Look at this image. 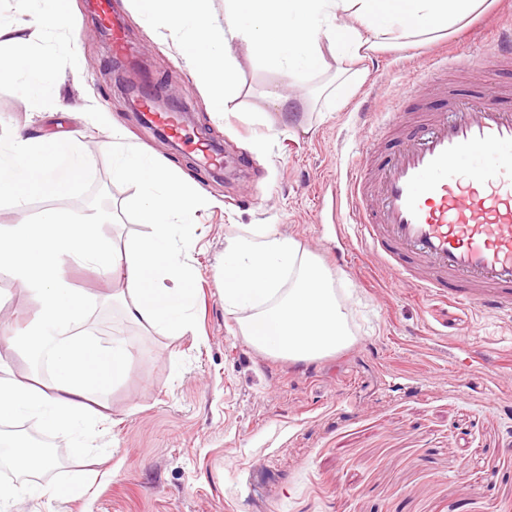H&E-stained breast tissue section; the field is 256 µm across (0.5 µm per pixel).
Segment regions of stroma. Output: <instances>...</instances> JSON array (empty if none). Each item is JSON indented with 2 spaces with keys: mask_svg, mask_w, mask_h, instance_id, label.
<instances>
[{
  "mask_svg": "<svg viewBox=\"0 0 512 512\" xmlns=\"http://www.w3.org/2000/svg\"><path fill=\"white\" fill-rule=\"evenodd\" d=\"M75 0L64 30L42 43L59 81L46 111H34L11 80H0V142L22 131L71 134L88 164L69 206L105 200L117 242L148 232L128 202L134 184L114 173L112 128L126 145L197 184L205 203L187 261L195 275V332L167 337L126 321L112 305L111 278L72 266L68 277L95 296L84 329L103 342L125 340L136 358L126 381L105 398L113 424L98 436L105 463L90 461L87 493L56 512H512V316L412 295L393 273L357 252L337 266L332 200L322 190L360 163L358 146L392 102L415 112L432 100L431 55L461 58L512 24V0H494L468 28L447 39L389 47L361 63L366 75L334 101V58L302 77L271 68L234 45L240 93L216 117L194 84L183 49L134 9L112 0V14L137 51L151 88L178 91L189 118L188 144L160 138L133 109L100 34L97 9ZM290 96V120L273 130L252 116L268 96ZM107 113L99 124L87 106ZM222 146L241 168L213 171L192 141ZM251 224L273 225L335 277L355 342L335 354L295 362L270 357L238 332L225 310L221 260L226 238ZM37 305L24 286L0 278V331L20 328Z\"/></svg>",
  "mask_w": 512,
  "mask_h": 512,
  "instance_id": "1",
  "label": "stroma"
}]
</instances>
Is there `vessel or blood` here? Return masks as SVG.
Returning <instances> with one entry per match:
<instances>
[{"label": "vessel or blood", "mask_w": 512, "mask_h": 512, "mask_svg": "<svg viewBox=\"0 0 512 512\" xmlns=\"http://www.w3.org/2000/svg\"><path fill=\"white\" fill-rule=\"evenodd\" d=\"M512 64V27L489 48ZM505 87L483 83L470 98L448 95L443 108L416 113L415 136L375 165L337 183L336 263L347 266L355 238L384 268L431 296L492 311H512V107ZM352 229H345V222Z\"/></svg>", "instance_id": "1"}]
</instances>
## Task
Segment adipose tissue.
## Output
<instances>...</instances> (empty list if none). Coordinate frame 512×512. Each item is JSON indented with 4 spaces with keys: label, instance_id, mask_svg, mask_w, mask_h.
<instances>
[{
    "label": "adipose tissue",
    "instance_id": "1",
    "mask_svg": "<svg viewBox=\"0 0 512 512\" xmlns=\"http://www.w3.org/2000/svg\"><path fill=\"white\" fill-rule=\"evenodd\" d=\"M0 22V60L7 76L42 105L59 74L42 55L43 37L66 25L71 0H9ZM211 0H137L149 22L180 45L198 90L212 112L238 96L232 42L257 50L268 65L303 75L336 61L364 60L382 47L447 37L485 11L489 0H224V23L212 25ZM115 172L135 183L133 201L149 234L116 247L103 228L111 213L75 214L66 205L87 155L74 139L14 135L0 147V201L23 208L32 198L48 206L35 218L0 229V276L24 283L38 306L26 324L0 336V422L37 419L49 432L88 437L112 418L100 394L128 376L133 352L124 342L104 346L82 332L88 306L67 268L88 266L119 279L115 293L126 317L168 336L191 332L193 271L182 254L201 197L182 175L136 149L113 153ZM224 307L240 312L238 331L262 353L311 361L352 345L354 336L329 269L271 225L257 224L224 249ZM37 341L50 382L36 386L15 375L4 353ZM86 476L68 484L1 482L0 512L27 501L51 504L81 496Z\"/></svg>",
    "mask_w": 512,
    "mask_h": 512
}]
</instances>
